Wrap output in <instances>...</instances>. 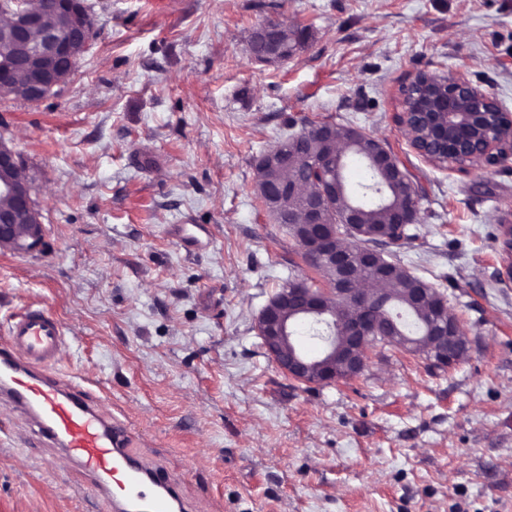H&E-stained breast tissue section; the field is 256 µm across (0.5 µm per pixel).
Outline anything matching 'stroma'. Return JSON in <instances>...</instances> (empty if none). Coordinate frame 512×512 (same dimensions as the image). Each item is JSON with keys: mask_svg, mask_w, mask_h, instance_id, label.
Masks as SVG:
<instances>
[{"mask_svg": "<svg viewBox=\"0 0 512 512\" xmlns=\"http://www.w3.org/2000/svg\"><path fill=\"white\" fill-rule=\"evenodd\" d=\"M94 36L45 100L0 95L46 224L0 250V325L66 328L56 374L133 427L192 512H512V158L441 168L400 88L463 73L512 113V0H86ZM275 21L308 39L256 61ZM381 138L419 187L393 253L443 291L468 352L447 369L380 343L331 385L288 378L256 319L301 248L255 191L260 156L312 122ZM205 224L186 250L172 225ZM0 512H107L93 480L0 402Z\"/></svg>", "mask_w": 512, "mask_h": 512, "instance_id": "stroma-1", "label": "stroma"}]
</instances>
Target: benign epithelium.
I'll return each instance as SVG.
<instances>
[{"label": "benign epithelium", "instance_id": "obj_1", "mask_svg": "<svg viewBox=\"0 0 512 512\" xmlns=\"http://www.w3.org/2000/svg\"><path fill=\"white\" fill-rule=\"evenodd\" d=\"M7 20L0 22V44L7 48L8 59L0 65V93L14 88L22 78L26 83L27 99L38 102L49 96L72 70L71 45L89 42L94 18L84 0H42L37 11L30 9L28 0H9L8 8L0 12ZM60 19V27L44 26L46 16ZM280 22L268 23L261 33L272 36V53L267 60H283L277 50ZM436 91L432 102L418 99L409 111L402 113L401 127L409 139L423 137L416 148L423 157L435 149L459 155L469 154L486 164V159L501 149L512 152V114L503 111L498 100L488 92L473 86L462 74L444 76L432 83ZM21 170L20 156L13 143L0 136V197L10 201L9 208L0 209V249L30 253L43 244L46 225L34 200V185L25 175L12 176ZM288 195L307 201L309 224L319 228L312 234H298L306 260L324 261L338 270L336 280L325 288H309L295 281L280 296L268 300L256 321L258 334L279 368L292 380L329 385L336 382V359H341L347 374L355 376L363 370L368 347L374 339L385 335L384 330L370 327L362 321L347 320L337 331L322 339L323 351L315 359L299 350H285L283 342L290 340L288 321L282 310L311 319L319 324L331 322L333 308L349 303L366 306L375 301L385 303L384 290L346 288L348 255L353 251L341 244L343 236L336 225L325 223L324 206L336 195L334 174H325L323 161L314 159L301 178L288 182ZM365 263L374 267L377 277L389 275L388 265L373 246L355 252ZM434 347L429 361L436 368H448L465 354L467 340L458 320L433 331Z\"/></svg>", "mask_w": 512, "mask_h": 512}]
</instances>
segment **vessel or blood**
Segmentation results:
<instances>
[{
  "mask_svg": "<svg viewBox=\"0 0 512 512\" xmlns=\"http://www.w3.org/2000/svg\"><path fill=\"white\" fill-rule=\"evenodd\" d=\"M0 349V399L26 416L47 444L92 477L112 512H186L172 479L131 448L129 425L104 415L70 385L49 375L65 326L44 306L13 315Z\"/></svg>",
  "mask_w": 512,
  "mask_h": 512,
  "instance_id": "obj_1",
  "label": "vessel or blood"
}]
</instances>
